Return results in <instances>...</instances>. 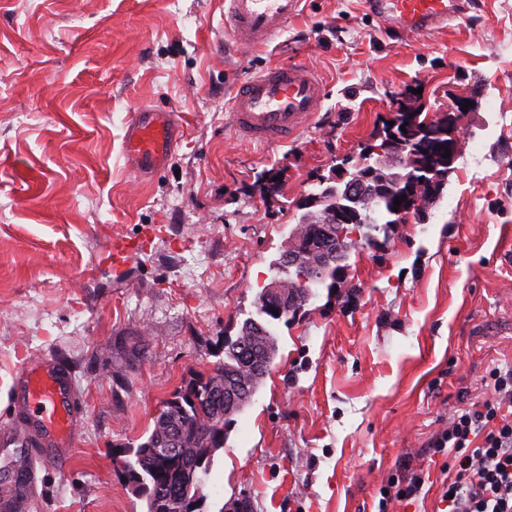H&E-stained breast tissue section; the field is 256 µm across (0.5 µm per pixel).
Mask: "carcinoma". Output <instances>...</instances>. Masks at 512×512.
Masks as SVG:
<instances>
[{
    "label": "carcinoma",
    "mask_w": 512,
    "mask_h": 512,
    "mask_svg": "<svg viewBox=\"0 0 512 512\" xmlns=\"http://www.w3.org/2000/svg\"><path fill=\"white\" fill-rule=\"evenodd\" d=\"M394 124L381 128L384 136H394L402 142V152L410 159L408 172L420 179L434 180L437 196H442L448 183V118L441 114L430 117L419 107L394 113ZM406 125L419 135L413 140L401 131ZM395 198L388 197L378 212L359 209L361 219L375 232L398 222L393 211ZM241 369V361L231 346H224V359L217 362L206 378L194 380L166 400L150 434L141 442L120 451L121 472L126 482L146 503L147 512H177L190 507L200 512L204 501V477L209 472L213 454L224 447L233 421L217 413L211 397L224 387V374ZM174 432L181 437L184 455L164 452L162 439Z\"/></svg>",
    "instance_id": "1"
}]
</instances>
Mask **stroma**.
<instances>
[{"label": "stroma", "mask_w": 512, "mask_h": 512, "mask_svg": "<svg viewBox=\"0 0 512 512\" xmlns=\"http://www.w3.org/2000/svg\"><path fill=\"white\" fill-rule=\"evenodd\" d=\"M293 62L323 86L317 112L285 145L238 138L234 87ZM475 88L427 217L359 239L335 289L272 324L277 356L214 455L205 512L241 497L252 512H377L389 479L419 468L430 484L388 512H444L430 443L512 364V0H469L424 35L385 29L363 0H302L263 50L233 45L224 0H0V491L25 448L19 512H146L115 452L255 315L300 201L375 142L394 99L445 112ZM145 106L179 125L143 179L121 143ZM39 357L73 378L67 460L27 448L10 404Z\"/></svg>", "instance_id": "stroma-1"}]
</instances>
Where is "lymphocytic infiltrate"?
<instances>
[{
  "instance_id": "lymphocytic-infiltrate-1",
  "label": "lymphocytic infiltrate",
  "mask_w": 512,
  "mask_h": 512,
  "mask_svg": "<svg viewBox=\"0 0 512 512\" xmlns=\"http://www.w3.org/2000/svg\"><path fill=\"white\" fill-rule=\"evenodd\" d=\"M486 399L456 409L433 450L448 454V512H512V366L492 368Z\"/></svg>"
}]
</instances>
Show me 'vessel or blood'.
Listing matches in <instances>:
<instances>
[{"label":"vessel or blood","mask_w":512,"mask_h":512,"mask_svg":"<svg viewBox=\"0 0 512 512\" xmlns=\"http://www.w3.org/2000/svg\"><path fill=\"white\" fill-rule=\"evenodd\" d=\"M226 25L235 43L263 48L275 40L297 15L301 0H226ZM368 10L391 28L428 33L445 28L462 0H364ZM323 97L317 77L300 65H275L248 78L231 102V122L243 139L261 144L291 141L311 119ZM175 118L170 112L141 108L125 123L123 154L131 169L149 177L168 162L175 141ZM74 385L60 362H27L13 403L54 446L68 448L76 419Z\"/></svg>","instance_id":"1"}]
</instances>
